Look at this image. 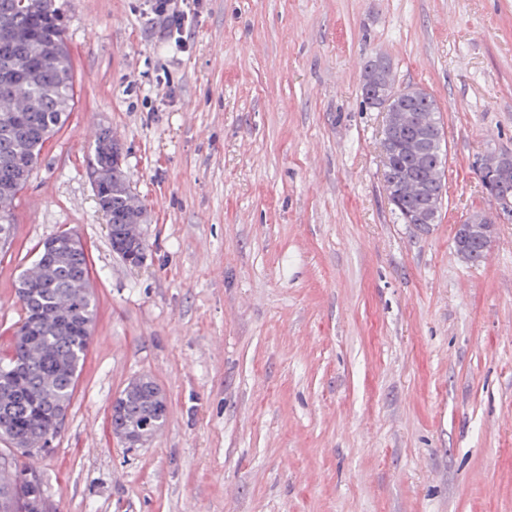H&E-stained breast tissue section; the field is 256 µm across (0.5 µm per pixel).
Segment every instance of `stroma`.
<instances>
[{
  "label": "stroma",
  "instance_id": "1",
  "mask_svg": "<svg viewBox=\"0 0 512 512\" xmlns=\"http://www.w3.org/2000/svg\"><path fill=\"white\" fill-rule=\"evenodd\" d=\"M57 4L74 105L0 248V346L46 239L91 266L87 356L33 460L50 512H512V220L480 264L454 247L490 210L479 156L512 152V0H200L184 51L145 0ZM378 55L439 107L427 231L381 180ZM103 129L145 210L136 268L92 189ZM143 373L168 418L128 448L110 406Z\"/></svg>",
  "mask_w": 512,
  "mask_h": 512
}]
</instances>
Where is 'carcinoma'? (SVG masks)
Returning a JSON list of instances; mask_svg holds the SVG:
<instances>
[{"instance_id":"obj_1","label":"carcinoma","mask_w":512,"mask_h":512,"mask_svg":"<svg viewBox=\"0 0 512 512\" xmlns=\"http://www.w3.org/2000/svg\"><path fill=\"white\" fill-rule=\"evenodd\" d=\"M362 87L372 92L368 104L394 114L403 129L442 127L434 97L427 93L411 104L394 86L391 67L374 60L366 65ZM74 103L69 50L61 13L55 0H0V239L13 234L11 207L18 192L37 168L45 143L66 120ZM445 138L428 142L426 149L404 146L395 152L393 167L382 173L392 184L398 204L394 213L406 223L405 211L414 208L423 192L439 195L447 161ZM93 187L99 208L108 218L112 250L131 265L144 258L145 240L133 230L143 221L129 178L123 170L118 142L107 131L96 136L90 158ZM503 155L487 153L478 174L499 173ZM472 238L456 247L471 264L483 261L486 215L468 219ZM57 237L70 241L60 250L40 247L41 275L29 278L22 270L16 280L17 302L23 318L18 322L6 356L0 357V450L12 457V468L0 478V499L17 503L40 493L42 480L29 463L62 427L70 408L90 341L95 302L89 289L88 258L70 233ZM167 401L159 385L148 376L130 380L111 405L110 423L116 438L144 445L163 427Z\"/></svg>"}]
</instances>
